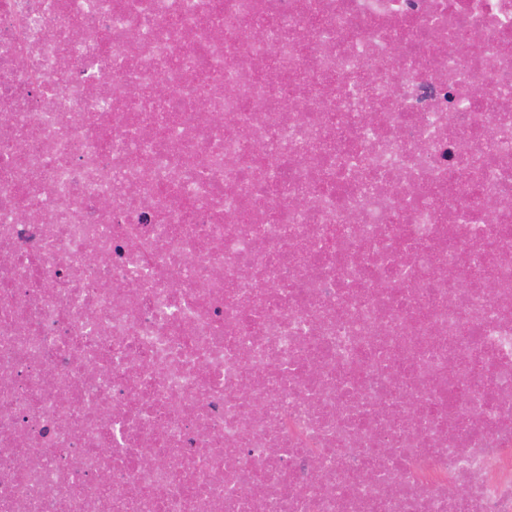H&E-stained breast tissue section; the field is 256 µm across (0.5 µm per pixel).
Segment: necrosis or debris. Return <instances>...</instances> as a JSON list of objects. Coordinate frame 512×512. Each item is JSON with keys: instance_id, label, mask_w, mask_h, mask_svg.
Returning a JSON list of instances; mask_svg holds the SVG:
<instances>
[{"instance_id": "necrosis-or-debris-1", "label": "necrosis or debris", "mask_w": 512, "mask_h": 512, "mask_svg": "<svg viewBox=\"0 0 512 512\" xmlns=\"http://www.w3.org/2000/svg\"><path fill=\"white\" fill-rule=\"evenodd\" d=\"M0 512H512V0H0Z\"/></svg>"}]
</instances>
